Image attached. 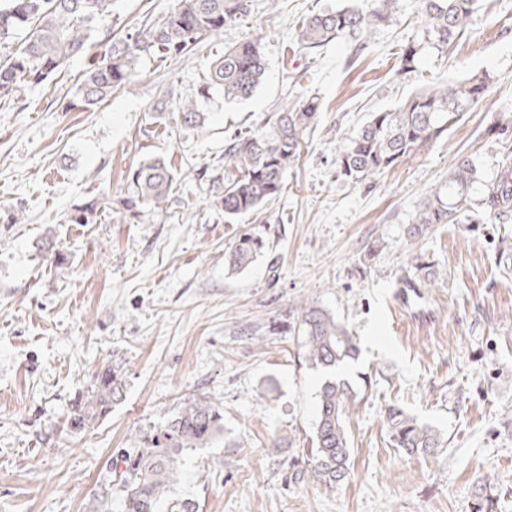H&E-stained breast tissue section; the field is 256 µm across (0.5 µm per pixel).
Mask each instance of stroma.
Wrapping results in <instances>:
<instances>
[{
	"label": "stroma",
	"instance_id": "1",
	"mask_svg": "<svg viewBox=\"0 0 512 512\" xmlns=\"http://www.w3.org/2000/svg\"><path fill=\"white\" fill-rule=\"evenodd\" d=\"M177 3L112 0L97 36H122ZM349 4L373 6L248 0L223 33L145 61L85 112L66 109L81 60L29 86L22 102L0 101V512H87L110 460L190 396L224 408L223 437L185 454L172 491L199 512H473L484 485L492 512H512V216L478 211L416 244L405 234L457 156L474 158L484 183L499 171L498 129L512 125V0H479L464 35L425 50L406 74L398 53L423 34L408 0H396L391 26L366 34L359 58L343 41L301 48L307 16ZM243 41L266 60L261 87L243 101L201 97L211 63ZM475 74L488 75L486 96L448 134L362 183L337 177L336 157L369 113ZM169 92L199 101L203 127L151 122ZM312 97L319 118L281 196L226 219L208 185L229 138ZM148 156L170 158L176 183L166 211L132 220L118 201ZM93 198L103 204L95 220L68 223ZM244 227L269 248L230 276L224 252ZM48 233L62 268L41 248ZM413 247L441 278L407 298L400 279ZM301 299L346 321L357 340L356 359L337 372L359 390L346 416L352 473L333 488L305 476L325 375L294 334ZM105 367L120 398L82 433L67 432L74 401ZM391 405L439 429L443 448L410 456L391 447Z\"/></svg>",
	"mask_w": 512,
	"mask_h": 512
}]
</instances>
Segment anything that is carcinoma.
Masks as SVG:
<instances>
[{
    "label": "carcinoma",
    "mask_w": 512,
    "mask_h": 512,
    "mask_svg": "<svg viewBox=\"0 0 512 512\" xmlns=\"http://www.w3.org/2000/svg\"><path fill=\"white\" fill-rule=\"evenodd\" d=\"M110 0H4L0 4V39L29 28L15 52L0 63V98H10L22 87L39 84L88 51L97 17ZM395 0H375L369 11L352 6L323 11L304 20L299 41L304 49L322 47L333 40L353 44L352 58L366 48L365 33L389 25ZM416 17L423 23L424 43L442 49L465 33L477 9V0H414ZM246 11L245 0H178L165 17L145 23L115 40L106 39L103 57L83 73V80L69 111H85L112 96L141 71L143 61H165L187 53L202 39L224 31ZM422 45L409 43L401 49L397 73L416 68ZM266 64L253 42L224 50L209 68L207 89H219L227 100L247 99L262 84ZM488 87L487 76L437 83L410 95L393 110L373 112L357 137L336 160L338 177L353 183L398 167L408 155L436 140L457 125ZM319 103L307 100L271 116L265 128L236 135L224 153V167L232 174L211 177V204L227 218L257 211L280 195L286 172L299 159L306 132L316 125ZM153 122L172 119L193 130L204 124V113L193 100H163L152 109ZM175 172L168 161L149 156L128 174L131 191L120 200L123 213L137 219L150 210H166ZM480 183L474 160L458 158L448 183L429 191L406 227L413 241L425 237L436 224H455L470 211L473 190ZM482 207L501 218L512 212V167L502 168L481 199ZM100 209L91 199L70 216L73 224H87ZM266 248L261 236L244 232L224 254L227 273L246 269ZM402 280L405 288H427L439 279L435 266L419 254L409 253ZM298 335L308 362L326 374L318 394L310 480L335 487L350 475L351 448L345 428L346 413L356 394L349 383L336 378L338 369L358 352L347 325L328 311L305 302ZM120 393V383L106 368L99 372L91 390L82 394L67 418L66 428L79 433L106 415ZM391 445L408 454H432L444 447L440 431L397 405L386 410ZM224 433V408L206 398L181 403L168 422L155 429L138 448H128L113 462L119 477V512H198L193 499L168 497L180 476L182 456L203 447ZM89 512H112V485L93 496Z\"/></svg>",
    "instance_id": "1"
}]
</instances>
